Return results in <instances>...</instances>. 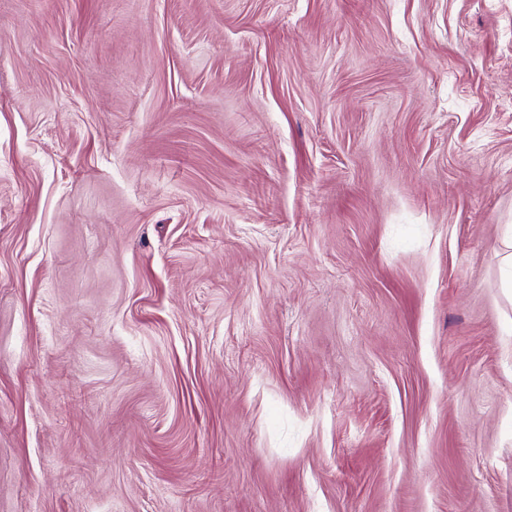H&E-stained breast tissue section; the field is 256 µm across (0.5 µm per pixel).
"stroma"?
I'll list each match as a JSON object with an SVG mask.
<instances>
[{
  "instance_id": "1",
  "label": "stroma",
  "mask_w": 512,
  "mask_h": 512,
  "mask_svg": "<svg viewBox=\"0 0 512 512\" xmlns=\"http://www.w3.org/2000/svg\"><path fill=\"white\" fill-rule=\"evenodd\" d=\"M0 512H512V0H0Z\"/></svg>"
}]
</instances>
